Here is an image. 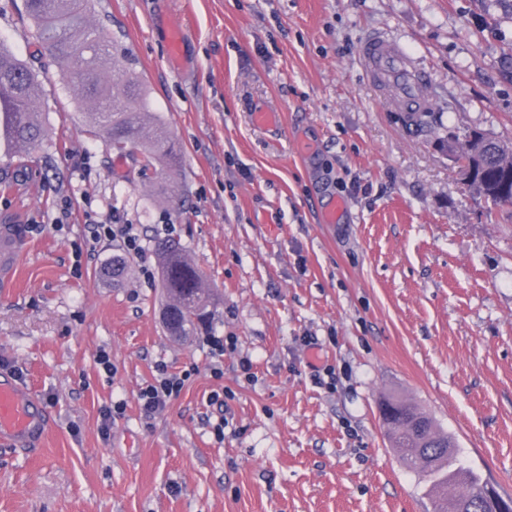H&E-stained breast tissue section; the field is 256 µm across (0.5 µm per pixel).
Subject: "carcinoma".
I'll return each mask as SVG.
<instances>
[{"mask_svg":"<svg viewBox=\"0 0 512 512\" xmlns=\"http://www.w3.org/2000/svg\"><path fill=\"white\" fill-rule=\"evenodd\" d=\"M26 9L36 26L37 51L46 50L58 61L73 94L87 104L84 115L91 133L118 155L131 157V172L140 177L156 166L177 168L178 144L147 111L142 80L127 66L126 54L105 37L102 27L89 23V0H26ZM37 97L31 68L0 44V147L20 160L44 135ZM454 149L467 186L485 200L501 204L502 192L512 191V142L471 131L454 138ZM156 259L166 297L163 326L171 336H188L211 306L203 273L176 243L158 246ZM382 405L393 410L383 416L393 446L403 465L429 483L436 512H448L450 498L470 512H494L495 502L483 497L481 477L457 461L449 435L401 398L388 397Z\"/></svg>","mask_w":512,"mask_h":512,"instance_id":"1","label":"carcinoma"}]
</instances>
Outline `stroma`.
<instances>
[{
  "label": "stroma",
  "instance_id": "obj_1",
  "mask_svg": "<svg viewBox=\"0 0 512 512\" xmlns=\"http://www.w3.org/2000/svg\"><path fill=\"white\" fill-rule=\"evenodd\" d=\"M90 19L138 71L180 166L125 180L130 158L90 135L35 55L24 0H0V43L32 68L45 127L26 167L0 149V179L19 184L0 217L25 223L0 280V374L50 415L37 449L0 445V512H433L386 436L388 394L512 497V208L470 191L438 144L512 139V0H92ZM373 32L427 73L434 131L404 134L366 81ZM259 107L279 125H256ZM331 198L346 209L324 224ZM97 224L140 237L119 279ZM167 239L213 301L185 338L160 318ZM164 371L187 380L145 416L139 392Z\"/></svg>",
  "mask_w": 512,
  "mask_h": 512
}]
</instances>
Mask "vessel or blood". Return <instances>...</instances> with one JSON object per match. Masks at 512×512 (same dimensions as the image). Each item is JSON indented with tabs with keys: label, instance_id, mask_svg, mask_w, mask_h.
I'll return each mask as SVG.
<instances>
[{
	"label": "vessel or blood",
	"instance_id": "obj_1",
	"mask_svg": "<svg viewBox=\"0 0 512 512\" xmlns=\"http://www.w3.org/2000/svg\"><path fill=\"white\" fill-rule=\"evenodd\" d=\"M361 55L369 80L392 86L390 110L405 115L427 111V77L406 52L376 33L363 42ZM46 428L47 421L33 394L17 384L0 382V443L35 445Z\"/></svg>",
	"mask_w": 512,
	"mask_h": 512
}]
</instances>
